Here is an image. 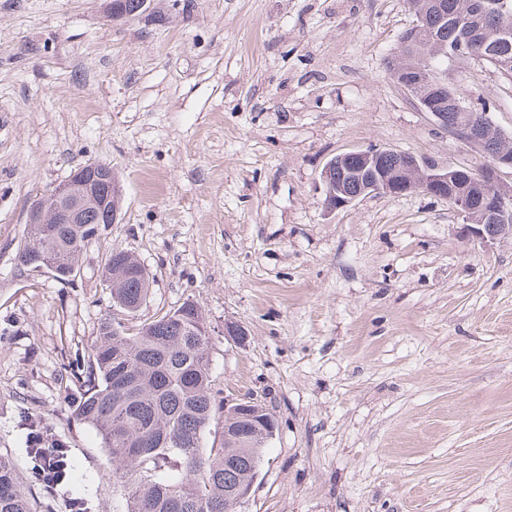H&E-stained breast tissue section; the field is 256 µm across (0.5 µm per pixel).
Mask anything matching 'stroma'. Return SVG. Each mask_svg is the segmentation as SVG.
<instances>
[{
  "instance_id": "1",
  "label": "stroma",
  "mask_w": 512,
  "mask_h": 512,
  "mask_svg": "<svg viewBox=\"0 0 512 512\" xmlns=\"http://www.w3.org/2000/svg\"><path fill=\"white\" fill-rule=\"evenodd\" d=\"M106 4L0 0V455L24 489L123 512L77 367L102 322L190 299L216 388L279 421L242 512H512V238L468 240L419 190L324 205L325 165L355 149L489 164L393 81L407 0ZM448 79L512 136V75L472 59ZM90 162L121 185L117 222L68 279L21 266L32 204ZM116 245L151 275L132 317ZM34 421L71 450L68 492L31 473ZM133 257L124 249L113 246L107 263L108 285L112 288V300L117 299L119 302L132 307L138 311L139 307L145 302L150 288V275L145 271L144 267L139 272L138 277L126 279L122 278L125 270V263ZM133 259H135L133 257ZM133 314V316L136 314Z\"/></svg>"
}]
</instances>
